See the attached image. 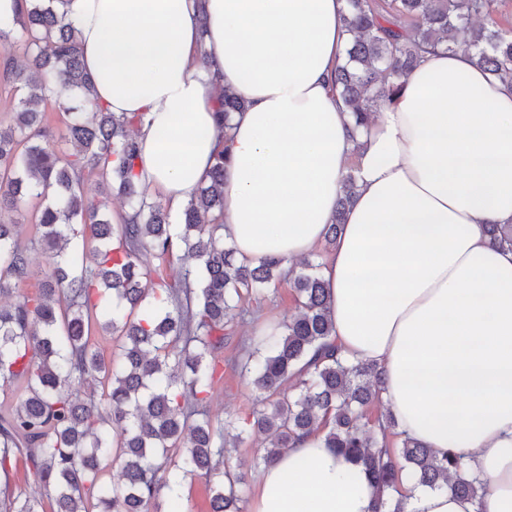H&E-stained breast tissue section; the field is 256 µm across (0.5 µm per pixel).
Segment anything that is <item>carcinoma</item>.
Instances as JSON below:
<instances>
[{"instance_id":"carcinoma-1","label":"carcinoma","mask_w":512,"mask_h":512,"mask_svg":"<svg viewBox=\"0 0 512 512\" xmlns=\"http://www.w3.org/2000/svg\"><path fill=\"white\" fill-rule=\"evenodd\" d=\"M15 0L0 23V77L16 91L14 124L0 129V392L13 402L0 411V512H42L35 499L10 489L18 468L47 492L52 512H162L171 480H205L210 512H242V484L226 457L224 427L207 403L223 376L224 324L242 293L259 295L282 281L280 263H241L224 242V157L188 200L180 223L152 202L135 180L143 115L117 117L93 102L78 35L57 5ZM343 24L352 35L333 82L357 125L400 91L424 54L465 49L491 76L512 81V31L500 28V0H347ZM21 30L26 65H15L11 34ZM63 129L44 123L47 107ZM226 92L224 125L245 109ZM71 145L56 147L55 138ZM96 175L129 205L119 224L106 202L85 199L83 180ZM357 194L348 173L326 243L332 244ZM38 200L30 244L15 220ZM494 245L512 246V225H485ZM49 253L39 291L19 293L31 272V246ZM181 265L180 284L153 277L139 253ZM320 263L306 261L288 280L297 314L256 329L245 356L231 361L258 392L249 426L268 439L269 465L299 436L327 430L326 446L365 467L377 489L375 512H403L400 475L409 471L430 489L480 497L461 457L409 438L389 446L390 415L362 419L381 399L383 373L340 356L332 339L329 293ZM114 336L118 353L105 359L93 336ZM117 484L107 479L112 465Z\"/></svg>"}]
</instances>
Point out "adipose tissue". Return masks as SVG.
<instances>
[{
	"label": "adipose tissue",
	"mask_w": 512,
	"mask_h": 512,
	"mask_svg": "<svg viewBox=\"0 0 512 512\" xmlns=\"http://www.w3.org/2000/svg\"><path fill=\"white\" fill-rule=\"evenodd\" d=\"M346 0H66L95 101L142 115L139 184L181 210L224 161V239L282 273L323 243L348 173L358 192L321 262L333 336L376 363L397 429L461 456L479 498L402 474L405 512H512V83L462 51L426 54L355 126L331 86ZM246 102L217 122L220 90ZM363 465L301 437L263 468L249 512H373Z\"/></svg>",
	"instance_id": "obj_1"
}]
</instances>
